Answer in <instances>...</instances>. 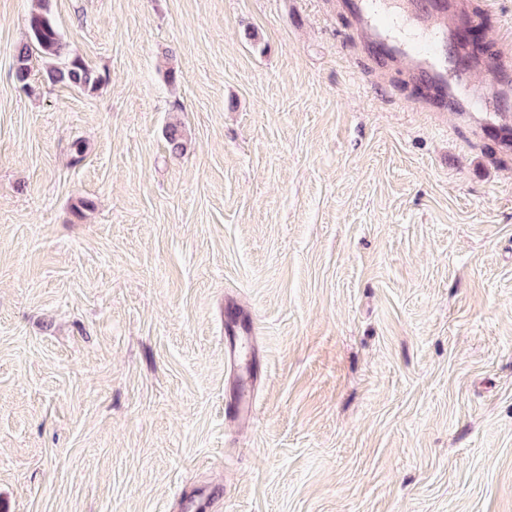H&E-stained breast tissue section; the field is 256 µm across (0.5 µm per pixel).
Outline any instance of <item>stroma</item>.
<instances>
[{
  "label": "stroma",
  "mask_w": 512,
  "mask_h": 512,
  "mask_svg": "<svg viewBox=\"0 0 512 512\" xmlns=\"http://www.w3.org/2000/svg\"><path fill=\"white\" fill-rule=\"evenodd\" d=\"M50 3L107 81L24 92L0 0V512H512V150L335 0ZM254 326L250 329L243 326L224 328V341L229 344V349L225 351L227 366L230 371L237 376H247L251 371V342L254 336ZM254 408L250 395L243 390L234 400L226 402L224 415L226 418L238 422L248 423L253 419Z\"/></svg>",
  "instance_id": "obj_1"
}]
</instances>
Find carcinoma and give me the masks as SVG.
Masks as SVG:
<instances>
[{"label":"carcinoma","instance_id":"carcinoma-1","mask_svg":"<svg viewBox=\"0 0 512 512\" xmlns=\"http://www.w3.org/2000/svg\"><path fill=\"white\" fill-rule=\"evenodd\" d=\"M66 43L49 7V0H39L38 9L27 19V38L15 48V78L28 89L29 64L33 57L46 64L47 78L85 92L97 91L106 81L100 72L78 57L69 58Z\"/></svg>","mask_w":512,"mask_h":512}]
</instances>
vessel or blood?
Masks as SVG:
<instances>
[{
    "label": "vessel or blood",
    "instance_id": "b4317fda",
    "mask_svg": "<svg viewBox=\"0 0 512 512\" xmlns=\"http://www.w3.org/2000/svg\"><path fill=\"white\" fill-rule=\"evenodd\" d=\"M370 58L378 64H402L424 90L423 108L455 112L466 120H481L482 133L503 148H512V122L498 120L512 112V51L500 49L485 63L484 84L472 83L464 28H450L458 0H342ZM227 365L234 375L251 371L248 328L225 329ZM253 402L240 393L226 402V418L247 423Z\"/></svg>",
    "mask_w": 512,
    "mask_h": 512
}]
</instances>
